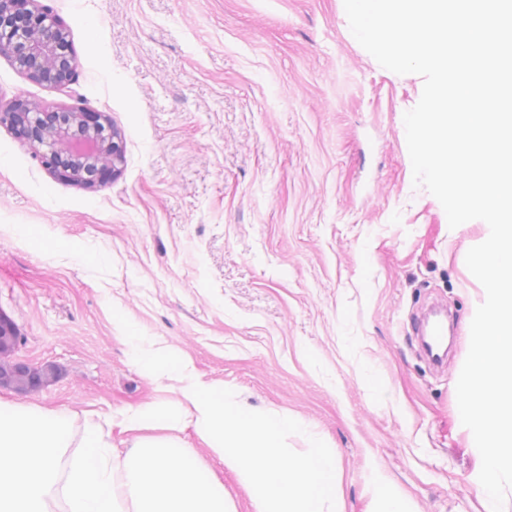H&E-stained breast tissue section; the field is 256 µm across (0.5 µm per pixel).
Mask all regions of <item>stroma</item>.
<instances>
[{
  "instance_id": "stroma-1",
  "label": "stroma",
  "mask_w": 512,
  "mask_h": 512,
  "mask_svg": "<svg viewBox=\"0 0 512 512\" xmlns=\"http://www.w3.org/2000/svg\"><path fill=\"white\" fill-rule=\"evenodd\" d=\"M45 2L78 81L60 92L0 57V103L105 113L125 162L85 188L0 126V312L16 358L56 369L0 398L67 410L77 433L86 411L175 400L177 381L133 362L120 312L248 410L312 428L345 512H376L378 485L410 512H480L455 412L482 222L450 228L413 183L403 117L423 77L380 66L343 0ZM431 301L455 321L442 372L409 334Z\"/></svg>"
}]
</instances>
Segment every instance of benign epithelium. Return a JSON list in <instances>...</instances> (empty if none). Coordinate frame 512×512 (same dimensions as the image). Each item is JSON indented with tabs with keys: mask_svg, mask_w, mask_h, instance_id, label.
<instances>
[{
	"mask_svg": "<svg viewBox=\"0 0 512 512\" xmlns=\"http://www.w3.org/2000/svg\"><path fill=\"white\" fill-rule=\"evenodd\" d=\"M0 56L30 80L65 93L79 77L68 31L41 0H0ZM0 125L61 180L94 187L121 174L123 138L100 112L49 111L18 96L0 107Z\"/></svg>",
	"mask_w": 512,
	"mask_h": 512,
	"instance_id": "benign-epithelium-1",
	"label": "benign epithelium"
}]
</instances>
